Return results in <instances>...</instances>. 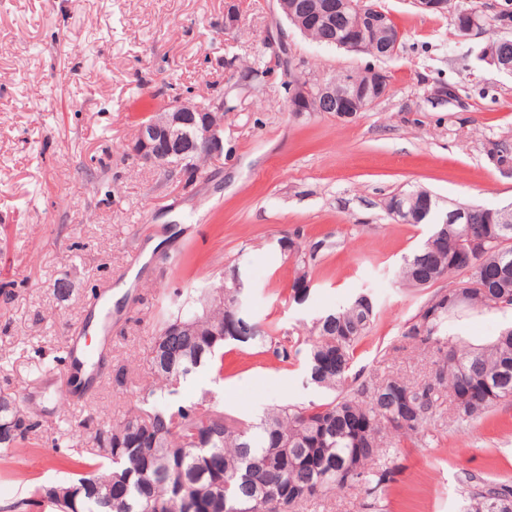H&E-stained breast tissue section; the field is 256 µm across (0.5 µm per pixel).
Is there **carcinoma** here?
<instances>
[{"label": "carcinoma", "mask_w": 512, "mask_h": 512, "mask_svg": "<svg viewBox=\"0 0 512 512\" xmlns=\"http://www.w3.org/2000/svg\"><path fill=\"white\" fill-rule=\"evenodd\" d=\"M401 40L391 20L372 32L376 44L388 36ZM310 39L329 47L346 37L342 29L313 30ZM205 155L188 142L173 148L162 169L191 179ZM416 190L397 195L415 224L432 225L436 246L422 244L404 260L400 277L411 288H430L443 280L471 283V288L435 291L421 306L434 313H417L403 338L433 359L422 383L385 378L365 397L367 384L350 376L354 351L371 331L376 305L359 293L346 305L304 325V372L307 383L328 393L320 403L284 404L268 410L256 423L212 410L211 392L197 401L172 408L164 400L176 385L207 369L223 379L224 346L254 347L288 362V337L272 335L268 324L245 313L238 336H214L228 308L248 295L243 283L222 279L207 294L183 302L161 322L152 336V381L129 414L119 422L102 421L94 446L79 453L71 475L33 494L54 512H184L182 499L193 512H296L329 492L361 489L378 501L393 481L399 465L387 459L386 448L411 441L440 416L443 398L450 399L456 422L466 426L503 401H512V327L486 345L474 347L448 334L459 312L512 310V223L497 224L479 205L470 206L468 223L453 219L451 210L432 198L430 209L414 214ZM294 264L289 300L309 298L299 282L312 280L318 246L306 248L288 238ZM476 251L475 263L458 262L464 250ZM493 268L496 278L485 284L480 270ZM185 324L179 333L176 322ZM34 424L21 420L17 429L0 438L6 450L24 442ZM466 512H512V487L474 475L463 480Z\"/></svg>", "instance_id": "1"}]
</instances>
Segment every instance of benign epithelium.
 Here are the masks:
<instances>
[{
    "label": "benign epithelium",
    "mask_w": 512,
    "mask_h": 512,
    "mask_svg": "<svg viewBox=\"0 0 512 512\" xmlns=\"http://www.w3.org/2000/svg\"><path fill=\"white\" fill-rule=\"evenodd\" d=\"M281 14L291 19L302 33L310 28V16L315 14L326 24L336 18H347L354 11L350 33L340 44L343 49L365 54L368 52L369 32L380 24L385 13L363 11L365 0H318L317 8L311 10L300 0H277ZM413 5L422 13L451 9V0H413ZM241 18L238 0H227L224 9V29L231 32L239 27ZM268 45L278 46L277 56L289 70L302 68V61L288 54L284 43L268 39ZM365 82L350 78L337 84L333 81L313 82L304 79L288 84V103L294 112H334L339 118H351L387 96L390 76L375 68L364 70ZM187 140L196 150L208 157L224 154V100H212L205 109L196 108V103L174 97L166 101L155 117L143 123L136 136L126 145L127 154L149 163L156 168L165 164L174 143Z\"/></svg>",
    "instance_id": "benign-epithelium-1"
}]
</instances>
